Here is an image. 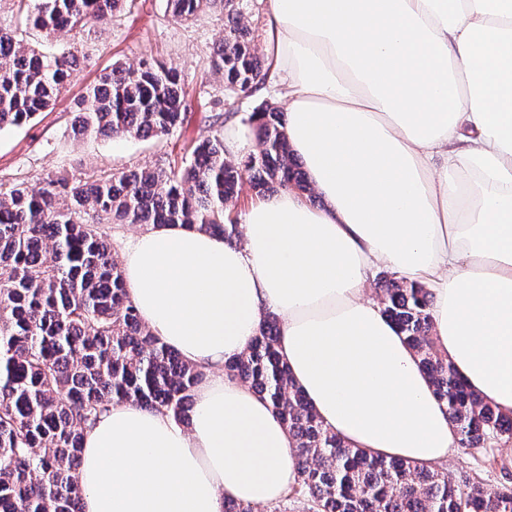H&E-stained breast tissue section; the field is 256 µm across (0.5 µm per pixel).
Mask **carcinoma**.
I'll list each match as a JSON object with an SVG mask.
<instances>
[{
    "mask_svg": "<svg viewBox=\"0 0 512 512\" xmlns=\"http://www.w3.org/2000/svg\"><path fill=\"white\" fill-rule=\"evenodd\" d=\"M48 41L112 18L123 0H14ZM184 21L203 7L224 15L212 61L225 91L253 94L266 61L255 42L259 10L240 0H167ZM77 66L71 52L45 54L0 25V130L20 128L47 109ZM190 94L175 71L143 60L112 69L80 102L81 133L160 138L179 128ZM258 153L224 158V136L192 144L178 168H141L0 189V512H82L72 476L84 432L113 403L162 410L182 423L202 370L149 332L129 299L123 271L99 224H185L238 239L224 207L243 184L258 197L279 189L310 192L291 154L285 113L265 101L250 115ZM429 290L393 276L382 282L383 313L416 352L461 448L512 440V415L469 388L435 349ZM268 314L225 374L266 398L296 444L292 493L308 512H512V488L474 480L460 488L436 467L353 448L319 420L289 375Z\"/></svg>",
    "mask_w": 512,
    "mask_h": 512,
    "instance_id": "1",
    "label": "carcinoma"
}]
</instances>
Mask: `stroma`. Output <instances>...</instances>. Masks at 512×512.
I'll list each match as a JSON object with an SVG mask.
<instances>
[{
    "mask_svg": "<svg viewBox=\"0 0 512 512\" xmlns=\"http://www.w3.org/2000/svg\"><path fill=\"white\" fill-rule=\"evenodd\" d=\"M223 35V20L210 10L176 22L166 11V0H128L111 22L89 24L73 38L60 37L58 49L74 52L79 68L50 109L23 127L0 130V184L24 181L38 187L59 173L83 178L145 165H183L191 141L224 126V81L210 63L212 48ZM143 59L176 68L191 90L193 102L182 127L159 139L76 137L74 113L87 88L113 65L134 66ZM443 467L461 487L472 479L491 488L512 487V442L452 448Z\"/></svg>",
    "mask_w": 512,
    "mask_h": 512,
    "instance_id": "1",
    "label": "stroma"
}]
</instances>
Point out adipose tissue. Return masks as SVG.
Instances as JSON below:
<instances>
[{"mask_svg": "<svg viewBox=\"0 0 512 512\" xmlns=\"http://www.w3.org/2000/svg\"><path fill=\"white\" fill-rule=\"evenodd\" d=\"M288 144L322 205L288 189L237 243L150 226L129 296L203 379L183 425L115 404L84 433L83 512H224L298 478L269 403L224 364L282 320L278 350L323 424L420 465L455 434L415 352L368 296L374 268L432 294L439 350L512 412V0H259Z\"/></svg>", "mask_w": 512, "mask_h": 512, "instance_id": "obj_1", "label": "adipose tissue"}]
</instances>
